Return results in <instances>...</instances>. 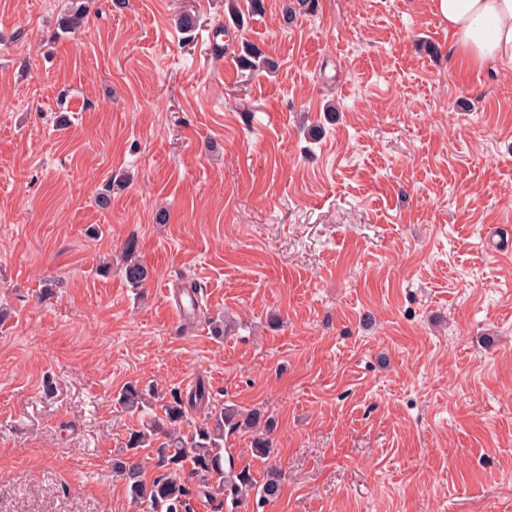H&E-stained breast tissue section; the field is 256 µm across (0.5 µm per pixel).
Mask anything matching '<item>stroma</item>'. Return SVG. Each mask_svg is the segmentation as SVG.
Wrapping results in <instances>:
<instances>
[{
	"mask_svg": "<svg viewBox=\"0 0 512 512\" xmlns=\"http://www.w3.org/2000/svg\"><path fill=\"white\" fill-rule=\"evenodd\" d=\"M283 3L88 0L63 33L69 0H0V512H145L115 398L199 381L277 422L266 460L224 434L284 477L237 512H512V70L434 0ZM132 236L139 290L96 272ZM245 6L242 9L239 0H226L225 5L227 4V11L232 20H234L238 25H243V14L247 13L250 15H260L265 11L264 0H244ZM238 59L241 65L248 68H268L270 66L269 59L260 47L247 40L241 41Z\"/></svg>",
	"mask_w": 512,
	"mask_h": 512,
	"instance_id": "35a3bbf8",
	"label": "stroma"
}]
</instances>
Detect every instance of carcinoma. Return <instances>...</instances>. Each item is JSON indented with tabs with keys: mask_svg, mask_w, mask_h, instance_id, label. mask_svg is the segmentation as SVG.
Listing matches in <instances>:
<instances>
[{
	"mask_svg": "<svg viewBox=\"0 0 512 512\" xmlns=\"http://www.w3.org/2000/svg\"><path fill=\"white\" fill-rule=\"evenodd\" d=\"M232 20L243 24V15H260L265 11L264 0H225ZM86 6L71 5L57 19L56 25L64 32L82 27ZM238 59L248 68H267L268 58L252 42H241ZM123 261L119 271L132 288H141L151 278L149 268L138 257L135 237L128 238L122 250ZM206 385L198 382L187 393L176 389L159 393L152 386L142 388L128 383L117 402L129 412L149 415L142 428L129 434L124 450L113 459V470L127 484L132 499L146 506L147 512H194L193 501L205 497L214 505V512H223L224 503H243L249 495L264 504L276 499L283 478L275 468H269L262 484H256L251 471L235 469L224 457V431L248 428L259 431L252 451L260 458L274 453L269 435L276 427L275 420L259 410L244 412L234 405H222L205 413L204 420L193 430L182 432L189 422L190 412L208 402ZM161 404L162 413L151 414L154 402ZM150 450L157 473L151 480L144 479L139 453ZM191 466L188 479L181 477L185 466Z\"/></svg>",
	"mask_w": 512,
	"mask_h": 512,
	"instance_id": "carcinoma-1",
	"label": "carcinoma"
}]
</instances>
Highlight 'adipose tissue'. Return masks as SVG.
<instances>
[{
    "instance_id": "1",
    "label": "adipose tissue",
    "mask_w": 512,
    "mask_h": 512,
    "mask_svg": "<svg viewBox=\"0 0 512 512\" xmlns=\"http://www.w3.org/2000/svg\"><path fill=\"white\" fill-rule=\"evenodd\" d=\"M434 8L473 62L512 69V0H435Z\"/></svg>"
}]
</instances>
